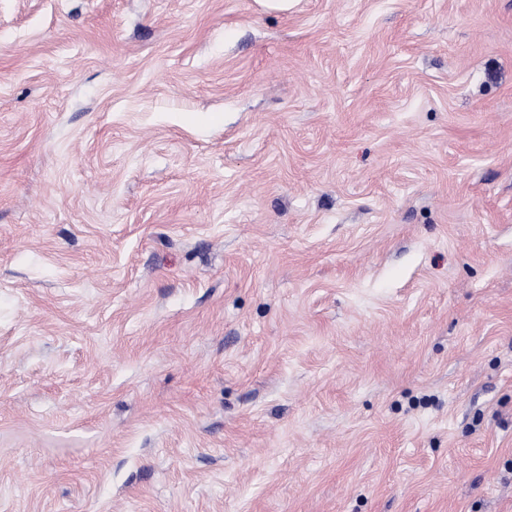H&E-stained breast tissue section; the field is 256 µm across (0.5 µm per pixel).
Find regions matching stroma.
I'll use <instances>...</instances> for the list:
<instances>
[{"label": "stroma", "mask_w": 512, "mask_h": 512, "mask_svg": "<svg viewBox=\"0 0 512 512\" xmlns=\"http://www.w3.org/2000/svg\"><path fill=\"white\" fill-rule=\"evenodd\" d=\"M0 512H512V0H0Z\"/></svg>", "instance_id": "1"}]
</instances>
